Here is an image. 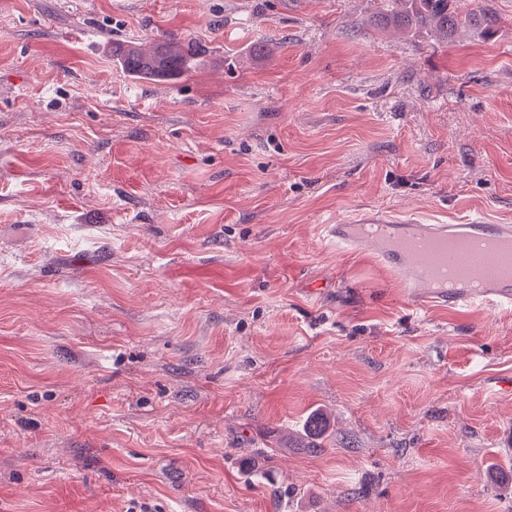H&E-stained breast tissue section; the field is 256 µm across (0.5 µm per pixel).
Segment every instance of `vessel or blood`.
Masks as SVG:
<instances>
[{
  "instance_id": "vessel-or-blood-1",
  "label": "vessel or blood",
  "mask_w": 512,
  "mask_h": 512,
  "mask_svg": "<svg viewBox=\"0 0 512 512\" xmlns=\"http://www.w3.org/2000/svg\"><path fill=\"white\" fill-rule=\"evenodd\" d=\"M327 233L337 248L346 251L376 242L384 266L421 305L462 308L512 303V224H489L478 217L464 224H432L418 216L398 218L375 212L328 225ZM457 238L475 247L493 244L488 254L492 277L479 284L456 277L447 258L432 252V245Z\"/></svg>"
}]
</instances>
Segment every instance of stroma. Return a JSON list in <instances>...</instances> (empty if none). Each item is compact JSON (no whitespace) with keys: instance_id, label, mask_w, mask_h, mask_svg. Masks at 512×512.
Masks as SVG:
<instances>
[{"instance_id":"35a3bbf8","label":"stroma","mask_w":512,"mask_h":512,"mask_svg":"<svg viewBox=\"0 0 512 512\" xmlns=\"http://www.w3.org/2000/svg\"><path fill=\"white\" fill-rule=\"evenodd\" d=\"M381 5L0 0V512H512V306L325 232L512 224V0ZM171 34L179 79L112 56ZM405 3L403 10L386 9L382 20L401 27H434L446 38L462 26L485 25L492 20L486 14L473 10L460 11L451 6L455 0H383ZM327 422L325 417L320 413L311 414L303 425L302 436L296 443V448H308L318 450L321 448L320 442L314 443L315 439H319L325 432Z\"/></svg>"}]
</instances>
